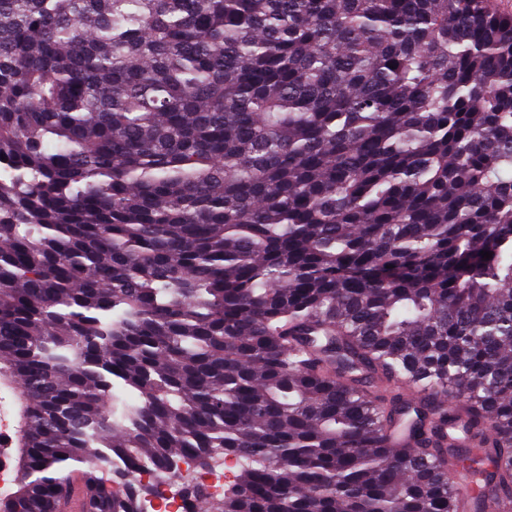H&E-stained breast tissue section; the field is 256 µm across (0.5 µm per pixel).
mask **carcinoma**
I'll return each mask as SVG.
<instances>
[{"instance_id": "obj_1", "label": "carcinoma", "mask_w": 512, "mask_h": 512, "mask_svg": "<svg viewBox=\"0 0 512 512\" xmlns=\"http://www.w3.org/2000/svg\"><path fill=\"white\" fill-rule=\"evenodd\" d=\"M0 361V512H137L189 453L239 468L185 512L511 506L512 15L0 0ZM14 425L12 420L6 416L0 415V461L1 472L15 470L12 462V451L15 448V440L13 433ZM103 468L108 474H111L112 472L115 473L116 470H122L125 474L126 481L131 483H136L139 481L147 482L152 477V472L147 469L146 466H131L124 462L113 459L112 462H104Z\"/></svg>"}]
</instances>
